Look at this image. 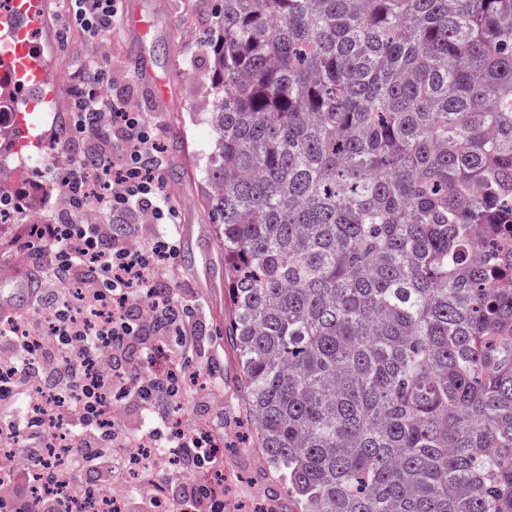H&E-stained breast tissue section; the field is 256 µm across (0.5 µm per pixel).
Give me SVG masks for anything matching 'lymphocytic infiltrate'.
Segmentation results:
<instances>
[{
    "label": "lymphocytic infiltrate",
    "instance_id": "obj_1",
    "mask_svg": "<svg viewBox=\"0 0 512 512\" xmlns=\"http://www.w3.org/2000/svg\"><path fill=\"white\" fill-rule=\"evenodd\" d=\"M73 2L74 22L92 38L110 28L117 14L116 0ZM106 74L100 63L89 64L68 135L98 136L117 125L125 132L123 143L116 150L103 145L94 162L73 160L60 179L67 217L28 228L26 238L39 242L56 287L38 289L31 306L12 315V322L23 324L22 334L0 336V441L18 443L26 459L0 478V504L9 512H58L63 497L79 499L84 471H93L102 484L122 481L126 466L112 450L132 442L175 449L194 473L180 484L165 470L144 466L130 495L132 512H153L160 494L187 512H224V486L212 479L222 464L213 449L224 443L223 426L206 422L179 433L170 428L168 409L179 397L172 380L183 373V347L192 333L180 318L175 292L158 285V263L171 264L177 257L174 239L160 235L133 249L111 226L77 220L92 203L110 214L137 207L160 224L178 219L164 192L158 134L139 113L127 111L123 100L101 98ZM138 341L145 345L139 362L100 372V363H113ZM62 394L85 400L83 411L57 412ZM128 397L149 409L160 401L166 405L146 434L106 420L113 405ZM54 424L69 433L72 459L64 467L47 465L44 456ZM38 475L54 487L53 495L33 494Z\"/></svg>",
    "mask_w": 512,
    "mask_h": 512
}]
</instances>
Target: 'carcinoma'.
Masks as SVG:
<instances>
[{"instance_id":"carcinoma-1","label":"carcinoma","mask_w":512,"mask_h":512,"mask_svg":"<svg viewBox=\"0 0 512 512\" xmlns=\"http://www.w3.org/2000/svg\"><path fill=\"white\" fill-rule=\"evenodd\" d=\"M204 202L296 512H512V0H210Z\"/></svg>"}]
</instances>
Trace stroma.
Listing matches in <instances>:
<instances>
[{
	"label": "stroma",
	"instance_id": "stroma-1",
	"mask_svg": "<svg viewBox=\"0 0 512 512\" xmlns=\"http://www.w3.org/2000/svg\"><path fill=\"white\" fill-rule=\"evenodd\" d=\"M208 4L209 0H118L120 18L132 15L144 27L123 25L120 18L114 21L99 39L101 59L109 71L110 96L122 99L129 111L141 113L157 128L164 146L165 192L179 214L173 228L178 256L175 268L163 269L159 278L179 294L196 326L191 368L202 374L213 368L225 377L220 386L207 382L187 389L175 416L196 423L223 416L224 440L231 445L224 453L225 512H288L285 490L254 448L242 396L230 382L238 360L224 340L229 313L224 252L204 204L210 106L203 31L209 22ZM59 6L60 0H44L46 16L32 39L50 72L39 129L33 136L13 132L0 140V166L18 175L10 191L36 202L47 224L65 215L58 204L60 180L52 174L57 149L69 144L76 153L87 151L86 141L69 143L62 133L75 110L89 38L80 27L66 23ZM80 219L88 224L120 221L136 246L166 230L137 208L116 218L92 203Z\"/></svg>",
	"mask_w": 512,
	"mask_h": 512
}]
</instances>
